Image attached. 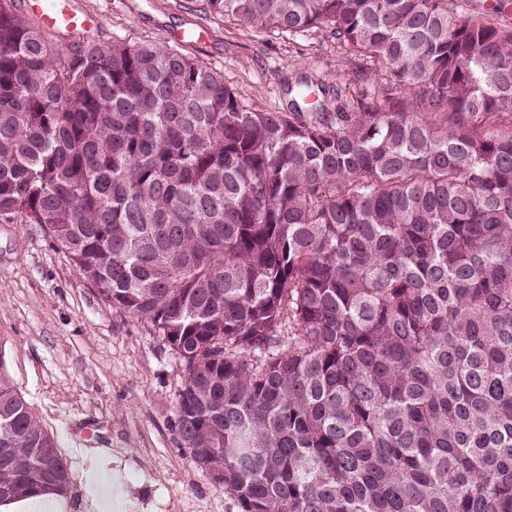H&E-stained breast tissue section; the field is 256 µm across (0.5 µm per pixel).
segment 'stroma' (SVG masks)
<instances>
[{
	"instance_id": "35a3bbf8",
	"label": "stroma",
	"mask_w": 512,
	"mask_h": 512,
	"mask_svg": "<svg viewBox=\"0 0 512 512\" xmlns=\"http://www.w3.org/2000/svg\"><path fill=\"white\" fill-rule=\"evenodd\" d=\"M73 6L96 18L91 38L176 49L265 109L287 111L288 88L303 76L328 88V108L359 96L350 62L322 32L259 34L206 17L197 0ZM0 366L68 464L63 512H89L95 499H137L154 512H240L180 446L182 361L150 320L104 301L41 224L0 223Z\"/></svg>"
}]
</instances>
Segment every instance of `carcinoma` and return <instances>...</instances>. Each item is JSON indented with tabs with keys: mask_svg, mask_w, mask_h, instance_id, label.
Wrapping results in <instances>:
<instances>
[{
	"mask_svg": "<svg viewBox=\"0 0 512 512\" xmlns=\"http://www.w3.org/2000/svg\"><path fill=\"white\" fill-rule=\"evenodd\" d=\"M313 29L411 100L286 112L0 0V222L45 224L185 366L181 447L241 512H512V0H199ZM0 374V503L61 492Z\"/></svg>",
	"mask_w": 512,
	"mask_h": 512,
	"instance_id": "1",
	"label": "carcinoma"
}]
</instances>
